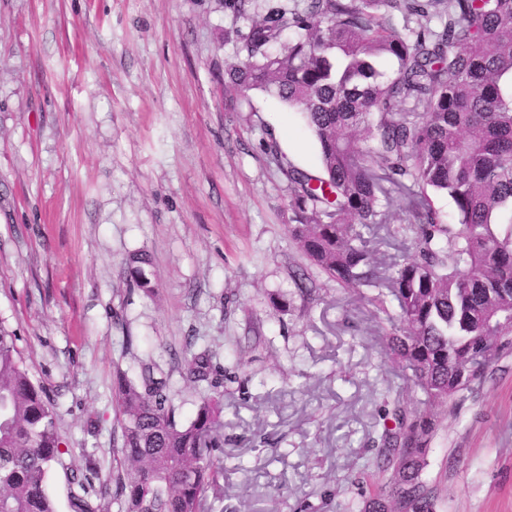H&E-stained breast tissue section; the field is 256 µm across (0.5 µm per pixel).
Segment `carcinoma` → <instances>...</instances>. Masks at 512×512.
Returning a JSON list of instances; mask_svg holds the SVG:
<instances>
[{
	"instance_id": "carcinoma-1",
	"label": "carcinoma",
	"mask_w": 512,
	"mask_h": 512,
	"mask_svg": "<svg viewBox=\"0 0 512 512\" xmlns=\"http://www.w3.org/2000/svg\"><path fill=\"white\" fill-rule=\"evenodd\" d=\"M239 53L228 83L300 112L319 144L321 174L286 168L292 242L328 280L378 289L368 301L383 311L397 304L386 345L419 408L393 400L373 461L392 475L359 512H436L423 472L438 415L512 350V0H274ZM432 191L453 200L455 223ZM394 192L409 199L412 252L383 268L369 243ZM130 264L152 291L147 258ZM155 369L119 373L114 499L122 512H204L219 488L222 401L201 392L183 420ZM207 369L204 354L188 361L189 386L216 387ZM60 444L53 402L0 328V512H57ZM93 474L73 475V512H101Z\"/></svg>"
}]
</instances>
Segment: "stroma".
Returning <instances> with one entry per match:
<instances>
[{
    "mask_svg": "<svg viewBox=\"0 0 512 512\" xmlns=\"http://www.w3.org/2000/svg\"><path fill=\"white\" fill-rule=\"evenodd\" d=\"M267 4L240 17L227 0H0V328L56 408L58 512L71 473L112 480L118 372L156 363L188 416L185 360L204 350L224 402L205 512H358L388 479L364 467L384 400L411 409L418 394L385 314L288 236L278 164L318 172L316 142L275 96L224 82ZM407 223L401 197L381 261L409 253ZM134 253L153 293L126 272ZM427 460L436 512H512V354L440 416Z\"/></svg>",
    "mask_w": 512,
    "mask_h": 512,
    "instance_id": "obj_1",
    "label": "stroma"
}]
</instances>
